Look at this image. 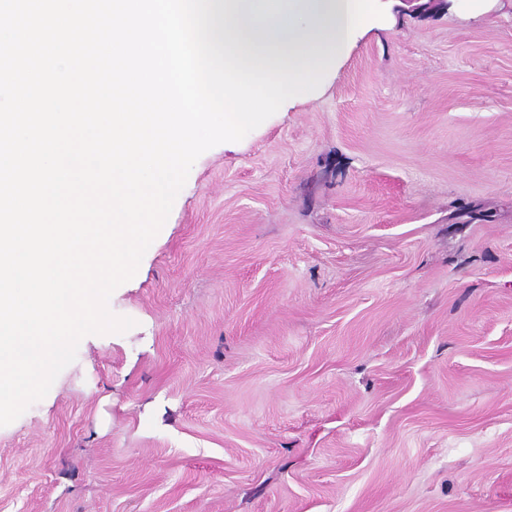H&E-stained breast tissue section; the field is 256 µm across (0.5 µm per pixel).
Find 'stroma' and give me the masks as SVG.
<instances>
[{
  "instance_id": "1",
  "label": "stroma",
  "mask_w": 512,
  "mask_h": 512,
  "mask_svg": "<svg viewBox=\"0 0 512 512\" xmlns=\"http://www.w3.org/2000/svg\"><path fill=\"white\" fill-rule=\"evenodd\" d=\"M382 8L197 159L0 512H512V0Z\"/></svg>"
}]
</instances>
